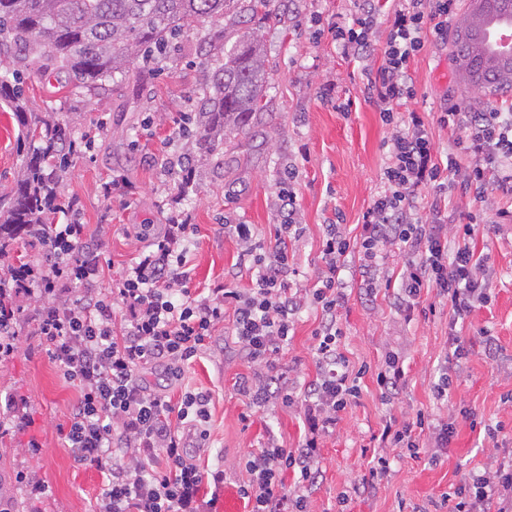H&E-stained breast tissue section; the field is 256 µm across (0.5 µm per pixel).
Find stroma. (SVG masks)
Segmentation results:
<instances>
[{"instance_id":"stroma-1","label":"stroma","mask_w":512,"mask_h":512,"mask_svg":"<svg viewBox=\"0 0 512 512\" xmlns=\"http://www.w3.org/2000/svg\"><path fill=\"white\" fill-rule=\"evenodd\" d=\"M274 20L253 17L264 47L270 76L264 108L255 113L249 131L227 136L224 158L215 161L195 152L196 128L189 121L200 102L195 94L205 78L196 47L204 38L225 32L236 40L235 27L223 19H203L178 40L174 50L152 67L138 63L97 88L66 85L50 53L35 56L24 72L30 111L73 123L78 136L58 192L55 222L86 225L98 243L102 282H111L136 250L148 246L139 237L141 225L163 232L172 218L193 226L189 244L191 289L206 291L225 283L245 288L253 276L250 258L241 256L234 241L225 238L228 224H252L261 241L272 240L277 222L274 208L281 178L291 177L298 219L304 228L289 262L295 281L312 286L323 268L324 229L337 219L347 227L361 223L372 199L382 189L387 128L375 103L367 98V83L381 65L379 53L346 58L328 29L351 25L359 13L358 0H274ZM417 95L407 110L423 113L438 157L453 149L455 132L437 120L444 100L461 103L467 82L453 55L435 39L409 65ZM94 131L84 141L85 131ZM30 145L19 138L12 111L0 107V188L13 187L21 158ZM128 186L129 195H105L106 183ZM189 183L190 196L179 187ZM448 230L474 224L475 243L491 275L492 300L476 308L465 323L463 358L450 355L448 306L434 293L423 294L413 318L394 304L402 266L398 247L383 251L377 277L382 286L368 295L358 254H349L340 276L346 297L336 309L341 332L339 350L353 367H365L358 397L342 412L335 428L320 439V475L309 492L310 512H450L443 495L499 453L485 438L482 426L503 424L512 448V220L497 218L496 209L449 189L445 201ZM321 311L305 306L295 317L288 345L275 373L284 388L301 392L315 379L314 331ZM232 314H225L211 332L209 346L194 362L169 378L164 365L149 364L139 372L148 392L178 402L182 391L203 392L208 399V451L198 464L221 469L216 512H248L241 495L249 475L245 462L251 453L274 441L297 446L304 437L299 405L273 399L253 406L242 387L255 366L232 336ZM404 359L405 387L398 394L381 392L374 373L389 352ZM452 386L447 399H436L434 386L441 375ZM27 400L31 424L0 438V481L10 482L28 469L49 486L39 503L22 501L20 512H93L105 474L77 464L62 445L80 393L29 337H21L19 352L0 364V396ZM431 421H454L456 434L440 454L424 448L416 456L392 449L383 454L389 472L375 489L361 490L365 449L381 431L388 416L415 421L417 412ZM38 440V458L28 444Z\"/></svg>"}]
</instances>
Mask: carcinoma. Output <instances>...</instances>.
Listing matches in <instances>:
<instances>
[{
    "instance_id": "carcinoma-1",
    "label": "carcinoma",
    "mask_w": 512,
    "mask_h": 512,
    "mask_svg": "<svg viewBox=\"0 0 512 512\" xmlns=\"http://www.w3.org/2000/svg\"><path fill=\"white\" fill-rule=\"evenodd\" d=\"M240 0H0V103L15 112L25 138L39 145L26 154L15 185L0 192V245L13 244L22 234L35 236V225L50 223L66 156L74 134L65 121L32 117L21 101L19 67L46 48L57 67L80 88L110 79L136 61L161 55L192 23L220 17L245 26L230 47L212 36L204 49L206 75L198 88V150L218 154L227 130L250 126L269 81L263 45L246 27ZM484 19L512 15V0H485ZM456 59L464 70L491 92L512 90V79L489 63L484 53L470 50L454 37Z\"/></svg>"
}]
</instances>
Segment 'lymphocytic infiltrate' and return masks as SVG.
Wrapping results in <instances>:
<instances>
[{
    "mask_svg": "<svg viewBox=\"0 0 512 512\" xmlns=\"http://www.w3.org/2000/svg\"><path fill=\"white\" fill-rule=\"evenodd\" d=\"M457 0H400L382 48V64L370 90L389 127L385 141L387 162L384 191L362 217L360 232L348 237L339 225L328 227L324 269L313 290H292L288 280L289 253L296 197L282 189L275 203L280 222L274 231L272 255L261 254L262 244L249 224L233 227L236 244L253 255L258 275L248 288H215L206 296L192 293L184 270L192 227L169 224L157 237L154 250L139 252L108 287L99 284V266L85 225L46 224L38 242L44 256L39 264L11 263V248L0 249V364L18 351L16 326L22 317L34 324V334L66 379L76 382L80 398L72 410L64 443L76 462L106 472L108 483L95 512H198V493L204 478L223 480L222 471L204 475L185 455L177 425L202 426L207 398L184 392L178 406L147 392L140 369L150 363L173 365L203 353L225 306L234 309L233 333L249 358L261 366L248 393L253 405L265 406L279 377L273 376L277 356L288 342L293 320L306 302L321 306L326 319L315 331L318 376L300 396L281 395L283 403L301 404L306 427L295 448L277 444L247 459L249 480L242 492L251 512H308L306 490L316 482L319 439L328 433L357 393L350 370L336 351L335 312L343 297L339 277L346 256L360 250L363 270L375 278L376 259L390 246H399L407 260L399 281L397 302L412 315L423 292H434L448 303V339L456 357H464L458 327L487 299V275L474 244L472 225H464L449 240L439 202H432L429 222L415 216L420 189L448 188L445 175L460 176L462 192L484 198L495 190L512 199V113L461 111L444 108L439 121L457 131L456 153L439 159L421 113L396 114L413 100L416 90L409 62L421 52L426 35L447 41ZM375 0H363L351 27H337L336 39L344 55L363 57L372 48L377 24ZM472 160L461 169L456 157ZM38 298L32 311L22 302ZM456 433L452 422L426 425L424 418L401 422L389 418L378 436L382 448L417 454L422 447L447 449ZM298 475L295 489L284 484L285 472ZM453 512H512V454L496 460L483 473L472 474L454 491Z\"/></svg>",
    "mask_w": 512,
    "mask_h": 512,
    "instance_id": "lymphocytic-infiltrate-1",
    "label": "lymphocytic infiltrate"
}]
</instances>
